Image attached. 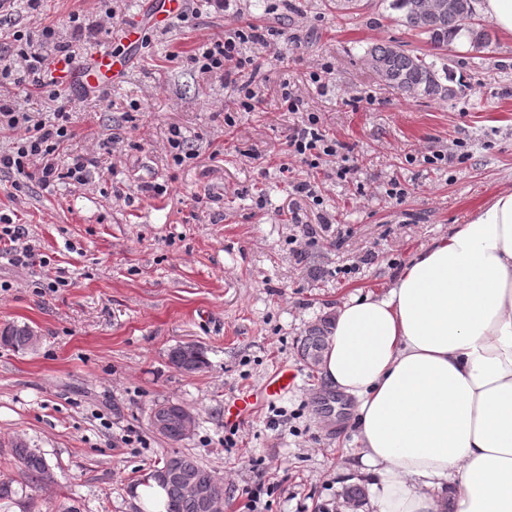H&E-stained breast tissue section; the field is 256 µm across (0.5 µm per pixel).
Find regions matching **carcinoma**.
Segmentation results:
<instances>
[{
  "label": "carcinoma",
  "mask_w": 512,
  "mask_h": 512,
  "mask_svg": "<svg viewBox=\"0 0 512 512\" xmlns=\"http://www.w3.org/2000/svg\"><path fill=\"white\" fill-rule=\"evenodd\" d=\"M448 0H391L390 7L399 12L394 18L433 50H446L455 41L464 38L476 51L491 43L487 27L475 22L472 0H454L453 9H438L439 2ZM365 61L380 81L407 98L425 97L445 101L456 95V90L447 84L449 64L437 66L429 54L406 50L400 44L375 43L367 47ZM330 324L315 327L300 341L301 354L310 364L319 361L325 350ZM32 329L27 325H9L0 331V343L17 352L30 349ZM171 365L179 370L199 372L206 365L204 354L185 355L178 347L168 352ZM183 406L173 401L155 404L150 415L164 418L165 427L157 434L172 441L184 439L182 427ZM14 464L27 479L28 485L37 487L44 482L48 462L44 454L26 442L16 441L12 445ZM162 470L167 479L157 483L164 493L163 512H206L203 500L185 493V477H191L199 485L208 488L218 484L212 472L188 454L174 453L165 458Z\"/></svg>",
  "instance_id": "carcinoma-1"
}]
</instances>
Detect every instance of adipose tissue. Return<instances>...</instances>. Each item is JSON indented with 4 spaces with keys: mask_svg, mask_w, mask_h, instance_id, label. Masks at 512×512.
I'll use <instances>...</instances> for the list:
<instances>
[{
    "mask_svg": "<svg viewBox=\"0 0 512 512\" xmlns=\"http://www.w3.org/2000/svg\"><path fill=\"white\" fill-rule=\"evenodd\" d=\"M322 378L356 400L375 512H512V190L337 307Z\"/></svg>",
    "mask_w": 512,
    "mask_h": 512,
    "instance_id": "obj_1",
    "label": "adipose tissue"
}]
</instances>
